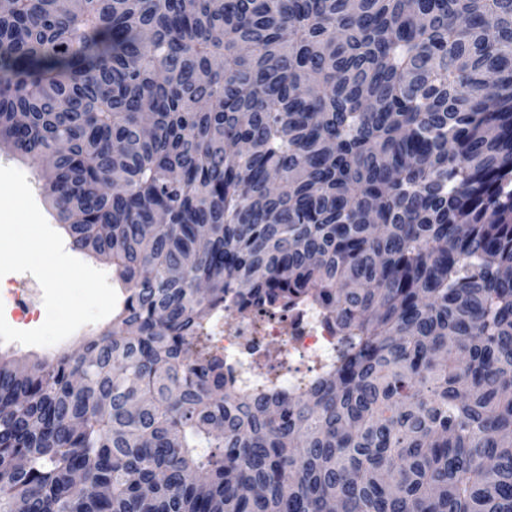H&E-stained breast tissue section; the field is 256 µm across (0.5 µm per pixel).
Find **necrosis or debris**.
Instances as JSON below:
<instances>
[{"instance_id":"obj_1","label":"necrosis or debris","mask_w":512,"mask_h":512,"mask_svg":"<svg viewBox=\"0 0 512 512\" xmlns=\"http://www.w3.org/2000/svg\"><path fill=\"white\" fill-rule=\"evenodd\" d=\"M208 334L223 353L229 375L245 388L269 382L287 394L307 389L308 378L293 369L271 375L253 365V357L268 346L277 347L285 361L309 358L321 366L336 359V334L324 323L320 309L311 304L297 306L281 319L241 317L228 308L212 318Z\"/></svg>"}]
</instances>
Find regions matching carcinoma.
Wrapping results in <instances>:
<instances>
[{
	"mask_svg": "<svg viewBox=\"0 0 512 512\" xmlns=\"http://www.w3.org/2000/svg\"><path fill=\"white\" fill-rule=\"evenodd\" d=\"M0 149L125 291L0 353V512H512V0H11ZM230 298L336 364L241 388ZM119 308L116 305L114 311L107 318L81 327L70 337L53 346H27L18 342H0V352L15 353L19 357H27L30 360L48 358L63 351L72 352L84 338L94 336L104 330L112 319V314L114 315ZM208 336L224 354L229 375L245 388L271 382L281 392L302 393L309 378L292 369L294 359H312L317 367L336 359V333L324 323L320 309L311 304L299 305L280 318L240 317L228 306L224 315L212 318ZM243 336L260 337L244 341ZM268 346L278 348L279 357L288 360V369L269 375L253 365V357Z\"/></svg>",
	"mask_w": 512,
	"mask_h": 512,
	"instance_id": "1",
	"label": "carcinoma"
}]
</instances>
